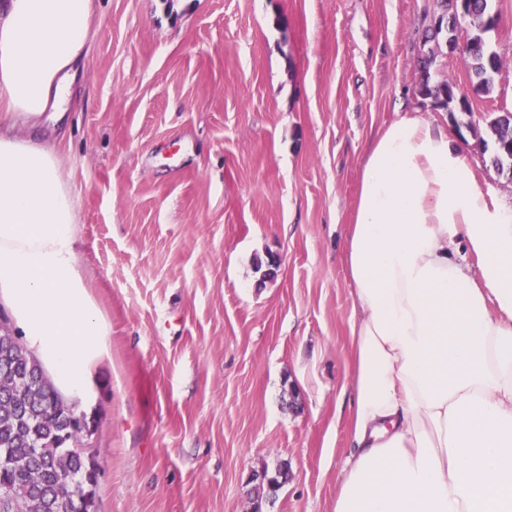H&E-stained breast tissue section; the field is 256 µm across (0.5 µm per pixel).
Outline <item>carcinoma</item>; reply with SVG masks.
<instances>
[{"instance_id": "carcinoma-1", "label": "carcinoma", "mask_w": 512, "mask_h": 512, "mask_svg": "<svg viewBox=\"0 0 512 512\" xmlns=\"http://www.w3.org/2000/svg\"><path fill=\"white\" fill-rule=\"evenodd\" d=\"M442 21L427 39L435 42L420 60L419 93L452 112L466 103L450 83L430 86L437 50L458 45L466 30L463 59L477 79L476 90L488 93L500 59L485 35L497 24L490 0H437ZM495 143L512 141V119L490 123ZM85 427L45 376L40 362L25 348L10 325L0 335V512H90L94 464L76 455L70 443Z\"/></svg>"}]
</instances>
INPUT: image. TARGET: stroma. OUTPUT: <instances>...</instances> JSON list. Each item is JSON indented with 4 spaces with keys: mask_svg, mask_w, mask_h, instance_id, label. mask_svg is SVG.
I'll return each mask as SVG.
<instances>
[{
    "mask_svg": "<svg viewBox=\"0 0 512 512\" xmlns=\"http://www.w3.org/2000/svg\"><path fill=\"white\" fill-rule=\"evenodd\" d=\"M435 0H95L56 151L79 262L111 328L85 418L94 512H333L350 451L343 257L365 152L407 115L448 124L512 201L487 119L512 113V0L490 93L443 50L465 112L418 93ZM284 476L288 477L287 465H280L274 475H269L267 471L258 472L257 474L253 475V480L259 481L257 484L259 493L256 501L253 502L254 506L250 509V512H262L261 500L259 501L260 492L263 491V493L266 494V497H273L281 486V482L278 478H283Z\"/></svg>",
    "mask_w": 512,
    "mask_h": 512,
    "instance_id": "35a3bbf8",
    "label": "stroma"
}]
</instances>
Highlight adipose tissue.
Listing matches in <instances>:
<instances>
[{"label": "adipose tissue", "mask_w": 512, "mask_h": 512, "mask_svg": "<svg viewBox=\"0 0 512 512\" xmlns=\"http://www.w3.org/2000/svg\"><path fill=\"white\" fill-rule=\"evenodd\" d=\"M93 8L0 0V305L82 407L110 328L41 119L70 107ZM344 261L353 450L334 512H512V207L447 125L404 117L371 143Z\"/></svg>", "instance_id": "1"}]
</instances>
